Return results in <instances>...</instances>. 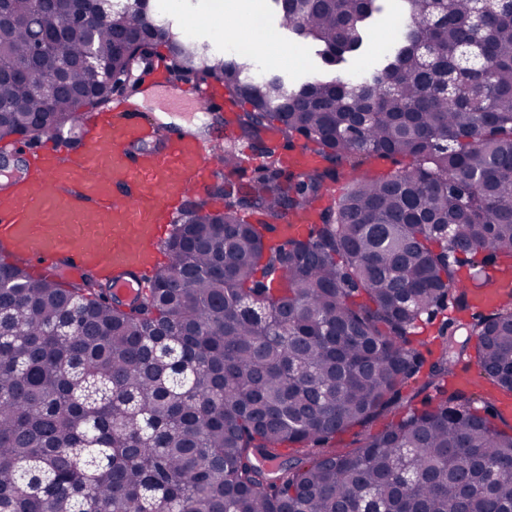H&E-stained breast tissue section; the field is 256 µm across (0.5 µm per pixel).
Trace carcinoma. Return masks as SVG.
Returning <instances> with one entry per match:
<instances>
[{
    "label": "carcinoma",
    "instance_id": "obj_1",
    "mask_svg": "<svg viewBox=\"0 0 512 512\" xmlns=\"http://www.w3.org/2000/svg\"><path fill=\"white\" fill-rule=\"evenodd\" d=\"M274 2L325 65H370L287 81L185 43L136 0L94 39L80 25L50 46L45 71L67 66L90 94L79 109L28 75L73 0H8L22 23L0 28V139L60 135L103 107L83 60L126 70L127 34L240 105V134L213 148L228 173L246 172L242 142L264 162L224 179V211L181 213L168 264L129 300L0 261V512H512V433L495 422L512 290L469 300L490 270L512 280V0H448L438 24L429 0H402L409 22L382 52L377 0ZM297 148L319 163L282 166ZM375 160L405 166L374 177ZM346 173L305 235L264 221L311 212ZM423 320L439 321L435 349ZM472 364L478 399L448 387ZM355 427L369 429L355 448L289 455Z\"/></svg>",
    "mask_w": 512,
    "mask_h": 512
}]
</instances>
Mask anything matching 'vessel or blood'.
<instances>
[{"label": "vessel or blood", "instance_id": "vessel-or-blood-1", "mask_svg": "<svg viewBox=\"0 0 512 512\" xmlns=\"http://www.w3.org/2000/svg\"><path fill=\"white\" fill-rule=\"evenodd\" d=\"M200 112L223 111L212 87L192 91ZM77 154L51 139L27 151V176L0 190V246L39 275L99 274L132 294L187 196L204 195L224 168L209 145L175 127L157 134L122 104L83 119Z\"/></svg>", "mask_w": 512, "mask_h": 512}]
</instances>
